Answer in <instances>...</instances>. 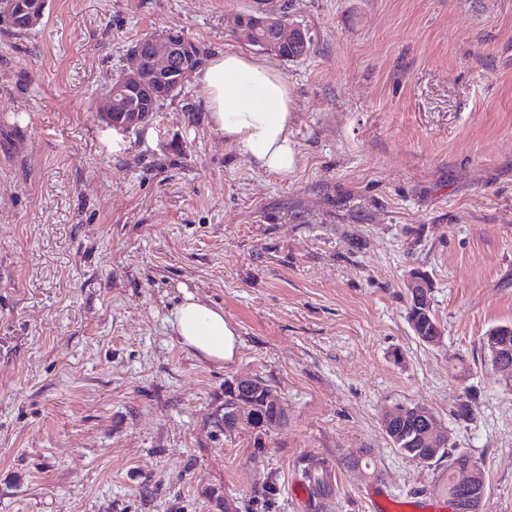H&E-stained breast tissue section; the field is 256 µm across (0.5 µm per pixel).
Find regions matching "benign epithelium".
I'll list each match as a JSON object with an SVG mask.
<instances>
[{
    "mask_svg": "<svg viewBox=\"0 0 512 512\" xmlns=\"http://www.w3.org/2000/svg\"><path fill=\"white\" fill-rule=\"evenodd\" d=\"M14 0H0V30L15 26ZM235 27L250 44L261 31L268 32L267 39L261 44V50L283 57L284 45H307L310 40L308 31L291 22L285 16L269 17L253 14L238 17ZM192 54V42L183 37L177 39L169 32L151 35L133 42L126 50L129 66L120 73L103 94L98 112L104 122L117 131H129L147 123V107L163 94H172L184 85L186 78L194 68L184 65ZM408 289L414 298L418 312L426 311L430 303V282L419 273H412L408 280ZM415 415L420 430L432 442L444 438L437 431V421L430 409L419 407ZM481 484L477 467L466 465L457 468L455 485L461 492L471 494L472 500L482 503L479 495Z\"/></svg>",
    "mask_w": 512,
    "mask_h": 512,
    "instance_id": "benign-epithelium-1",
    "label": "benign epithelium"
}]
</instances>
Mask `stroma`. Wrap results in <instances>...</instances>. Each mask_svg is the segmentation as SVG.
<instances>
[{"mask_svg": "<svg viewBox=\"0 0 512 512\" xmlns=\"http://www.w3.org/2000/svg\"><path fill=\"white\" fill-rule=\"evenodd\" d=\"M240 13L288 16L309 54L261 52ZM168 30L288 80L294 170L226 145L193 75L145 126L99 118L127 47ZM414 271L433 345L408 321ZM184 285L236 328L224 365L169 336ZM508 323L512 0H49L0 31V512H217L214 491L238 512H370L374 485L452 512L447 460L412 462L382 427L417 403L484 472L481 512H512V382L483 346ZM240 375L288 409L261 452L223 433ZM312 458L337 474L317 510L293 495ZM408 293H407V296H408V300H407V305H408V318H409V321H410V315L412 313V309H415L414 307V304H413V299L415 300V303H416V306L418 308V312L416 313V315H422L424 311H426L429 307V303H430V293H431V288H430V282L428 281V279L426 277H424L423 275L419 274V273H412L409 280H408ZM410 292V294H409ZM410 295L412 296V298L410 297ZM416 315H413L412 317L414 319H416Z\"/></svg>", "mask_w": 512, "mask_h": 512, "instance_id": "stroma-1", "label": "stroma"}]
</instances>
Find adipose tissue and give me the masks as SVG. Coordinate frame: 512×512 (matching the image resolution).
Returning <instances> with one entry per match:
<instances>
[{
  "mask_svg": "<svg viewBox=\"0 0 512 512\" xmlns=\"http://www.w3.org/2000/svg\"><path fill=\"white\" fill-rule=\"evenodd\" d=\"M198 79L206 89L203 108L208 122L226 144L265 172L285 174L295 168V95L276 69L243 52L217 51ZM165 322L171 338L201 363L220 365L235 354L237 335L223 309L188 287H181Z\"/></svg>",
  "mask_w": 512,
  "mask_h": 512,
  "instance_id": "ef3b65f1",
  "label": "adipose tissue"
}]
</instances>
